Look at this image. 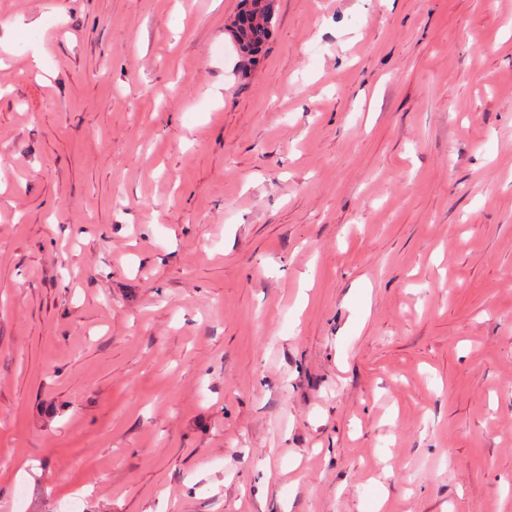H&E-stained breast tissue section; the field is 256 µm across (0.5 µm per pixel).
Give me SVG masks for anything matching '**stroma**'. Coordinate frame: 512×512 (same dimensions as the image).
Instances as JSON below:
<instances>
[{"mask_svg":"<svg viewBox=\"0 0 512 512\" xmlns=\"http://www.w3.org/2000/svg\"><path fill=\"white\" fill-rule=\"evenodd\" d=\"M237 7L0 0V512H512V0ZM249 0H241V7L235 17L232 27L229 28L230 35L253 65L274 33V22L272 13L273 0H262L261 3L268 5L266 15L272 20L264 17L262 12L250 10ZM247 15V16H246ZM243 52H246L243 53Z\"/></svg>","mask_w":512,"mask_h":512,"instance_id":"1","label":"stroma"}]
</instances>
